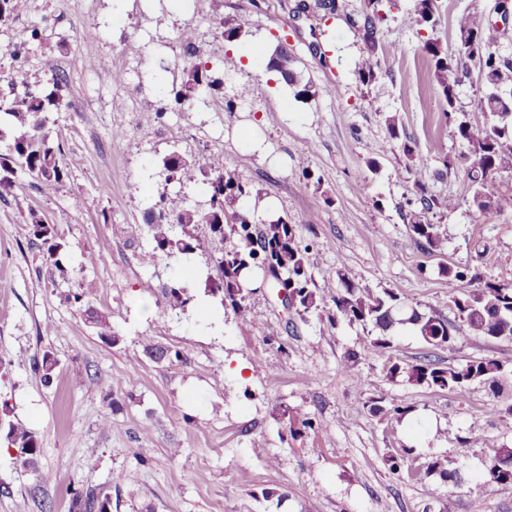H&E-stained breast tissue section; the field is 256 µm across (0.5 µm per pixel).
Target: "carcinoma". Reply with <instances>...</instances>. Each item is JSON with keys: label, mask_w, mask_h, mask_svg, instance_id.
Masks as SVG:
<instances>
[{"label": "carcinoma", "mask_w": 512, "mask_h": 512, "mask_svg": "<svg viewBox=\"0 0 512 512\" xmlns=\"http://www.w3.org/2000/svg\"><path fill=\"white\" fill-rule=\"evenodd\" d=\"M383 0H368L365 9L355 17H348L351 27L362 32L370 54L359 69V81L368 86L376 81L381 69L376 56L377 34L387 22L388 14L381 8ZM415 25L432 33L440 25L434 0H418L413 17ZM458 44L456 53H448L437 38L424 41L422 51L428 57L432 80L445 100L446 118L454 124L460 144L465 148L464 157L469 160L467 177L471 182L473 203L481 211L497 212L512 210V193L494 195L487 193L496 181L506 159H512V59L491 49L490 35L482 15L465 11L456 18ZM11 63L4 78L11 89L8 97L0 99V141H7V152H0V201L9 197L25 176H32L40 190L50 194L68 178L69 167L64 161L60 143L52 137L47 123L49 114L55 112L54 100L61 96L62 79L52 85L31 81V75L22 62L19 50L10 53ZM478 65L479 84L484 95L480 109L488 116L483 124L472 122L467 112L457 107V88L469 77L467 63ZM268 68L279 72L296 99L305 102L316 96L317 91L309 81H304L288 52L277 49L270 57ZM223 79L215 76L212 69L202 63L186 70V79L175 91V102L191 100L199 91H216L223 87ZM162 176L165 185L179 186L196 183L206 177L209 199L203 211L184 206L179 193L163 190L148 208L145 216L147 231L154 242L152 249L141 255V261L150 266L162 255L181 254L211 256L216 276H207L206 293L220 299L223 307H231L240 321L247 320L245 300L248 289L243 287L245 276L256 268L269 274L280 273L284 277L282 287L288 291L294 313L301 319L314 313L331 326L347 322L368 329L370 339L363 345L362 353L347 355L344 369H351V362L359 356L380 357L390 352L398 332L410 329L431 348L450 344L458 334L487 336L494 339L512 340V285L481 282L479 274L468 267L442 266L439 274L448 284V302L458 312L459 323L452 324L439 316L429 315L403 300L394 291L374 293L360 288L339 269L335 271L342 288L330 302L317 298L314 276L309 262L312 243L298 236L294 225L280 217L272 223L252 224L236 208L239 200L250 196V188L224 166V157L213 156L206 169L180 155H170L162 160ZM416 201L420 212L414 214L411 231L431 251L443 248V238L438 225L423 219V215L439 206L450 210L457 206L455 199L439 201L428 193L424 178L414 181ZM178 225L180 232L172 233ZM204 224L208 233L199 232ZM237 237L239 244L219 255H212L213 244L224 243L227 235ZM28 246L46 248V259L63 277L70 275L63 265V245L56 241L55 226L37 213H30ZM193 299L188 288L181 284L169 287L167 301L171 308L187 311ZM89 321L97 329V335L106 342L116 340L107 317L86 309ZM144 350L157 361L171 364L180 361V353L156 345L145 338ZM388 375L417 385L446 389L463 399L472 384L479 383L494 388L503 386L504 366L495 359L468 360L457 367L442 368L426 354L422 359L403 363L389 361ZM370 415L385 417L391 413L404 417L407 407H389L385 398L372 397L367 404ZM5 432L8 442L16 448L26 449L17 460L25 471L38 469L40 443L37 435L14 423L0 418V432ZM439 475L445 482H457L459 473L450 470L435 459L424 475ZM488 473L491 480L503 490H512V448H498L492 457ZM71 512H108L107 503L100 500L93 490L72 493Z\"/></svg>", "instance_id": "obj_1"}]
</instances>
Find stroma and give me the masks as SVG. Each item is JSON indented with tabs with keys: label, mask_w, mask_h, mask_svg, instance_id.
Returning a JSON list of instances; mask_svg holds the SVG:
<instances>
[{
	"label": "stroma",
	"mask_w": 512,
	"mask_h": 512,
	"mask_svg": "<svg viewBox=\"0 0 512 512\" xmlns=\"http://www.w3.org/2000/svg\"><path fill=\"white\" fill-rule=\"evenodd\" d=\"M313 2L224 0L223 19L249 21L243 38L228 41L210 0H15L12 18L0 25V66L26 43L33 80L61 79L63 105L50 128L69 176L54 193L27 182L0 201V403L41 448L38 471H25L0 435V512H70L73 490L86 487L109 497L110 512H512V490L488 480L494 451L484 444L492 436L512 448L505 412L512 341L469 336L432 350L413 333L398 335L391 356L407 363L428 353L444 367L493 358L508 370L500 395L475 385L461 400L389 379L388 358L360 357L344 370L366 330L299 318L282 307L272 283L258 281L243 324L206 295L209 256L194 259L189 279L181 257L141 262L151 247L145 215L161 189L163 159L176 152L203 167L220 154L253 194L277 198L298 232L312 230L320 297L335 294L333 272L342 269L360 287L397 292L454 323L440 266L512 282L505 260L512 211L483 213L472 203L468 162L431 78L425 33L412 21L416 0H398L390 12L374 52L381 71L368 86L358 67L372 52L344 21L365 0H343L341 19L324 17ZM494 4L436 0L444 46L455 50V19L469 9L490 25L493 49L512 55V29L497 28ZM188 27L197 36L193 56L179 38ZM279 45L316 87L315 99L297 101L270 77L267 58L245 53ZM194 59L223 74L224 88L174 106L172 91ZM114 69L123 71L122 83L106 78ZM242 120L260 124L284 165L234 143L232 128ZM392 120L404 140L391 139ZM301 159L311 172L305 189ZM419 171L435 198L458 201L427 215L447 239L440 254L421 247L409 228L415 209L407 201ZM33 211L55 225L72 265L95 255L81 280H61L28 248ZM176 281L193 296L185 314L166 303ZM82 282L93 288L85 309L67 301ZM90 308L108 316L115 342L98 336ZM273 327L279 336H270ZM145 336L179 351L181 364L149 356ZM46 355L56 362L48 386L33 369ZM377 396L413 407L411 418L371 416L366 403ZM305 417L314 428L300 426ZM460 436L473 441L464 458L456 453ZM392 455L402 457L401 471L391 470ZM434 457L458 471V482L410 478Z\"/></svg>",
	"instance_id": "35a3bbf8"
}]
</instances>
